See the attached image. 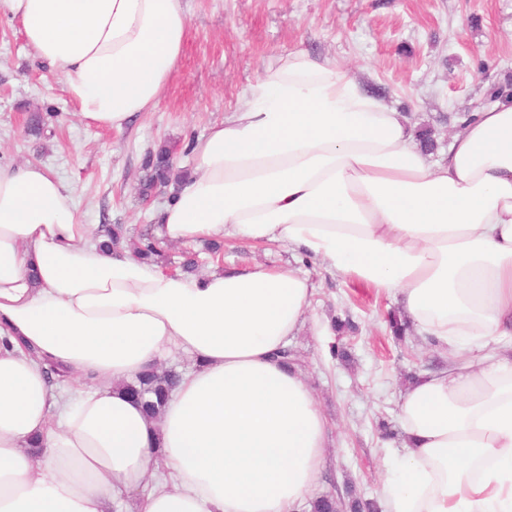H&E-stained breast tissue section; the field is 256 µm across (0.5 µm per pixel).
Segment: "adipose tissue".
<instances>
[{"label": "adipose tissue", "mask_w": 512, "mask_h": 512, "mask_svg": "<svg viewBox=\"0 0 512 512\" xmlns=\"http://www.w3.org/2000/svg\"><path fill=\"white\" fill-rule=\"evenodd\" d=\"M0 17L87 123L116 130L160 105L189 26L182 0H0ZM247 96L197 139L159 240L279 243L399 297L448 366L401 395L381 512H512V96L432 164L334 59L289 53ZM100 236L49 169L0 165V512H298L331 443L277 356L310 279L171 273ZM174 351L196 366L150 417L124 385Z\"/></svg>", "instance_id": "adipose-tissue-1"}]
</instances>
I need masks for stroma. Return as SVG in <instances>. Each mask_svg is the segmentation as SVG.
<instances>
[{
  "mask_svg": "<svg viewBox=\"0 0 512 512\" xmlns=\"http://www.w3.org/2000/svg\"><path fill=\"white\" fill-rule=\"evenodd\" d=\"M185 48L159 107L117 132L86 124L61 77L36 59L19 24L0 18V164L39 163L71 191L82 224L123 225L128 242L153 233L170 188L143 191L147 159L167 147L175 170L190 168L192 144L263 67L293 51L335 59L389 108L433 131L445 151L491 93L512 92V0H184ZM42 132H33V116ZM202 243L164 244L167 270L196 252V273L261 263L306 273L313 315L350 320L353 331L290 341L333 426L328 467L316 488L338 497L381 495L385 459L401 447L397 405L405 386L442 359L417 334L396 340L393 296L323 270L287 246L227 241L219 259Z\"/></svg>",
  "mask_w": 512,
  "mask_h": 512,
  "instance_id": "35a3bbf8",
  "label": "stroma"
}]
</instances>
